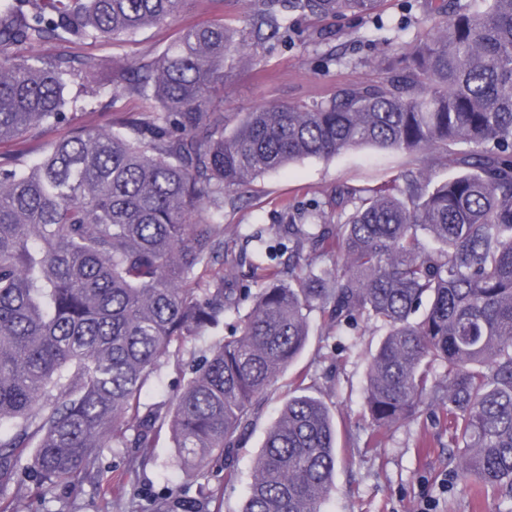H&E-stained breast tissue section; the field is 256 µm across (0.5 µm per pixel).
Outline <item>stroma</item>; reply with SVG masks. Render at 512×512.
Segmentation results:
<instances>
[{
    "label": "stroma",
    "instance_id": "35a3bbf8",
    "mask_svg": "<svg viewBox=\"0 0 512 512\" xmlns=\"http://www.w3.org/2000/svg\"><path fill=\"white\" fill-rule=\"evenodd\" d=\"M428 9V0H385L382 30L372 25L333 18L312 23L320 26L322 38L293 36L289 41L253 40L252 62L229 57L224 63V88L220 94L224 128H235L245 113L277 104H312L332 98L352 83L378 82L394 49L390 38L411 42ZM256 0H182L176 17L168 23L147 27L111 44L95 40L67 43L45 40L17 47L24 57L92 56L100 63L101 78L113 67L154 59L164 54L187 25L224 20L230 28L249 31ZM67 120L29 133L25 138L0 142V158L24 163L38 160L49 145L77 128L120 127L124 119L150 111L152 102L135 92L105 88L88 96L82 75L71 78L65 92ZM424 169L434 180L452 174L440 150L419 154L351 148L323 159L310 157L265 174L250 185L232 191V204L206 206L199 218L224 227V268L243 276L247 288L248 267L242 254H254L259 243L255 232L272 240L285 205H303L334 194L341 186L387 189L403 170ZM250 300H242L239 313L228 314L216 327L198 336L186 337L161 357L143 394L145 403L172 401L192 376L195 361L207 355L210 344L227 337L240 313L248 312ZM379 332L366 326L336 329L327 315H311V336L286 378L308 374L318 395L330 407L336 422L340 463L334 489L322 503L321 512H503L494 494L478 492L475 483L456 479L448 464V425L431 413L388 431L377 445H370V432L363 413L366 373ZM283 403V387L275 385L269 399L258 409L253 427L236 457L237 477L224 479L221 465H212L199 484L214 491L222 512H239L251 482L256 458L269 426ZM100 478L86 479L72 487L60 481L46 497L22 492L14 502L16 512H147L153 495L185 484L186 476L174 459L168 432H161L147 455L131 448L112 446L100 456Z\"/></svg>",
    "mask_w": 512,
    "mask_h": 512
}]
</instances>
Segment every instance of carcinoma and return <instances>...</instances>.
<instances>
[{
  "instance_id": "carcinoma-1",
  "label": "carcinoma",
  "mask_w": 512,
  "mask_h": 512,
  "mask_svg": "<svg viewBox=\"0 0 512 512\" xmlns=\"http://www.w3.org/2000/svg\"><path fill=\"white\" fill-rule=\"evenodd\" d=\"M0 0V141L65 119L97 60L21 57L44 39L109 43L163 24L181 0ZM384 0H263L255 27L288 35L274 10L313 20L379 14ZM433 27L396 48L377 84L313 105H273L224 134L213 99L244 42L221 22L185 28L161 57L112 70L114 90L154 102L118 131L76 129L32 165L0 161V512L32 484H79L101 449L153 447L168 427L189 478L214 461L236 476L255 410L308 343V316L383 331L366 377L373 442L431 409L448 420L457 474L512 512V0H438ZM448 151L456 175L406 169L397 192L346 187L287 209L238 333L171 405L141 401L170 347L239 308L224 226L196 215L224 191L307 157L349 149ZM332 255L333 267L318 263ZM28 463L23 473L17 465ZM338 464L330 408L299 380L270 426L240 512H319ZM150 512H219L184 485Z\"/></svg>"
}]
</instances>
